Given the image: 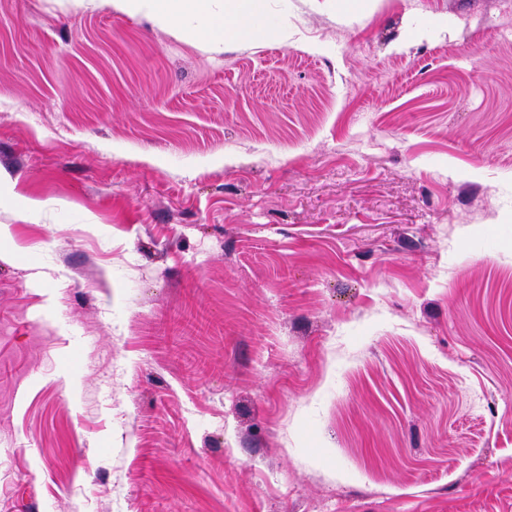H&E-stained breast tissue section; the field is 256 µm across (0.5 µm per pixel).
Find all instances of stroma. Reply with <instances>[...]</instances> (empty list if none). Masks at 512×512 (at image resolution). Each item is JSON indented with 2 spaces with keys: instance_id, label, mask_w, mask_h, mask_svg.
<instances>
[{
  "instance_id": "35a3bbf8",
  "label": "stroma",
  "mask_w": 512,
  "mask_h": 512,
  "mask_svg": "<svg viewBox=\"0 0 512 512\" xmlns=\"http://www.w3.org/2000/svg\"><path fill=\"white\" fill-rule=\"evenodd\" d=\"M260 8L0 0V512H512V0ZM112 6L125 12H135L148 7L160 24L175 20L176 14L191 10L198 14L206 11V0H113ZM228 14L223 20V36L219 42L226 43L232 37L239 35L257 36L262 33V27L257 21L258 4L256 0H233ZM222 36V37H223Z\"/></svg>"
}]
</instances>
